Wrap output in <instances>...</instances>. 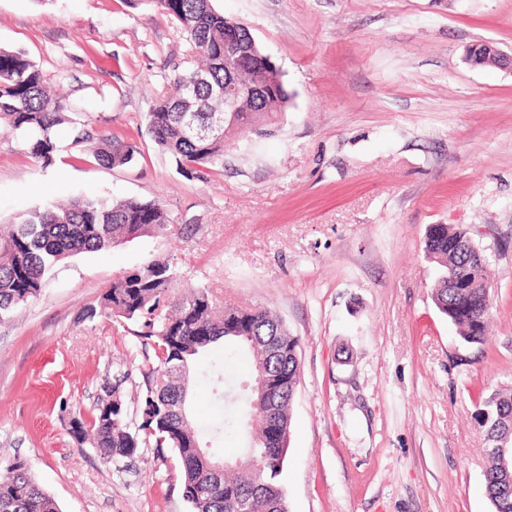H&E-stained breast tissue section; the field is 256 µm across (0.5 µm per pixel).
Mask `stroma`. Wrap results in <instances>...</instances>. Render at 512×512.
I'll list each match as a JSON object with an SVG mask.
<instances>
[{
    "label": "stroma",
    "instance_id": "35a3bbf8",
    "mask_svg": "<svg viewBox=\"0 0 512 512\" xmlns=\"http://www.w3.org/2000/svg\"><path fill=\"white\" fill-rule=\"evenodd\" d=\"M247 26L291 96L266 134L235 138L201 182L154 147L145 116L188 48L170 19L127 0H0V47L21 49L78 122L138 141L109 169L43 166L0 132V223L52 200L155 201L171 226L61 264L0 319V462L27 460L61 512H189L172 452L104 462L62 407L92 412L104 382L135 412L152 348L120 318L83 319L123 272L171 258L175 294L205 286L276 314L300 341L283 483L288 512H495L478 399L512 392V0H212ZM432 224L487 258L484 344L463 346L432 298ZM248 354L214 344L189 381L191 424L250 384ZM480 50L478 51L477 57L473 51L468 53V61L474 66H486L488 63L493 62L495 65L503 66L509 65L512 68V57L504 58L498 51L489 44H481L476 46Z\"/></svg>",
    "mask_w": 512,
    "mask_h": 512
}]
</instances>
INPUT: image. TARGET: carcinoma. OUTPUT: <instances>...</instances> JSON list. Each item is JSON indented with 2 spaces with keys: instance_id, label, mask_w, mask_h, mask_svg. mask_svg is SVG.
Instances as JSON below:
<instances>
[{
  "instance_id": "obj_1",
  "label": "carcinoma",
  "mask_w": 512,
  "mask_h": 512,
  "mask_svg": "<svg viewBox=\"0 0 512 512\" xmlns=\"http://www.w3.org/2000/svg\"><path fill=\"white\" fill-rule=\"evenodd\" d=\"M148 3L168 16L183 33L190 50H199L179 71L169 94L146 115L148 134L156 149L169 155L177 168L191 178L208 180L223 166L224 151L241 132L255 133L274 123L288 103L280 70H250L242 82L262 81L273 92L248 103L233 115L229 134L204 133L222 103L213 90L224 85V23L228 17L215 11L212 0H130ZM196 91L193 111H185L182 90ZM78 106L53 94L42 70L26 52L0 48V127L20 138L32 158L49 166L60 146L58 131L72 128V145L81 147L78 162L89 159L105 168L128 166L142 155L137 142L77 125L71 114ZM168 218L156 201L128 198L107 201L75 198L68 203H47L23 215L0 234V318L40 296L63 261L85 252L109 250L152 232L167 230ZM424 253L442 268L433 287L438 310L456 326L461 343L481 345L490 311L485 288V264L459 240V231L432 224L426 231ZM169 258L154 259L123 273L102 294L99 306H89V321L106 311L139 328L137 337L150 342L155 364L142 373L145 390L138 408L139 421L129 417L119 396V384L106 390L112 402L100 401L86 414L67 410L68 431L79 446H89L110 462L129 459L140 448L171 450L178 462L183 499L191 512H283L287 507L282 474L290 436L291 405L300 369V343L282 320L262 308L218 310L210 289L192 286L172 297L176 279ZM465 282L466 288H450ZM239 342L252 352V384L245 394L257 428L240 460H226L201 446L196 431L182 418L188 390L185 379L196 357L219 339ZM277 388L276 396L259 407L258 380ZM485 429L489 447L512 440V394L493 393L477 405L475 414ZM240 421L223 415L211 435L223 436ZM224 464L216 478L211 465ZM0 479V512H60L54 497L41 485L32 467L17 457L5 465ZM486 490L496 512H512V472L505 471L494 455L488 456Z\"/></svg>"
}]
</instances>
